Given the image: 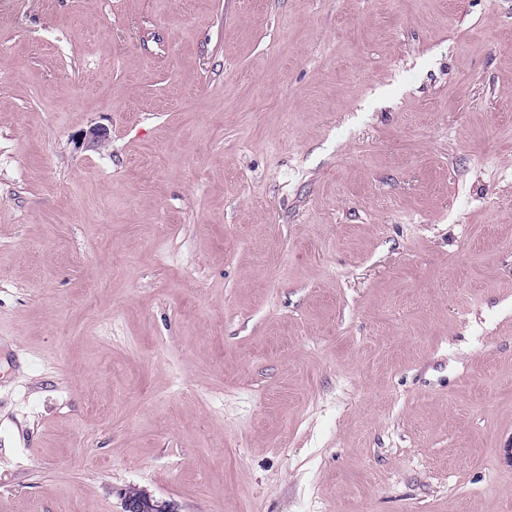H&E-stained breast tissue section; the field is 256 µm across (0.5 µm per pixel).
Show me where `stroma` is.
Masks as SVG:
<instances>
[{"mask_svg": "<svg viewBox=\"0 0 512 512\" xmlns=\"http://www.w3.org/2000/svg\"><path fill=\"white\" fill-rule=\"evenodd\" d=\"M131 487L512 512V0H0V512Z\"/></svg>", "mask_w": 512, "mask_h": 512, "instance_id": "stroma-1", "label": "stroma"}]
</instances>
